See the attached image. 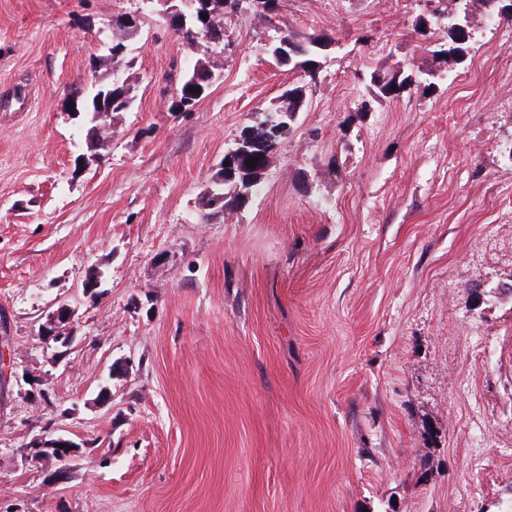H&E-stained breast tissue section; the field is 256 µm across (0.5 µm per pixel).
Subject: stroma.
<instances>
[{
	"mask_svg": "<svg viewBox=\"0 0 512 512\" xmlns=\"http://www.w3.org/2000/svg\"><path fill=\"white\" fill-rule=\"evenodd\" d=\"M140 0H0V512H501L512 502V19L461 0H250L221 71L158 14L128 43L136 100L82 167L112 21ZM327 35L317 79L268 52ZM432 71L400 100L375 68ZM307 108L242 209L205 192L242 126ZM103 271L100 294L83 283ZM486 288L474 304L473 287ZM74 310L62 363L39 332ZM112 400L101 403V387ZM59 428L79 450L31 462ZM199 63L200 62L195 64L192 70H189L182 75V77L178 83V86L176 88V91H179L181 94L180 98H183V100L185 99V97H188V96H190V98L191 97L193 98V100H190L191 102L189 104H187L186 107L194 105L196 103V101H198L200 99V98H195L191 95L195 94V93H200V95L202 96V94H204L206 92V90L208 89V87L210 86L211 82L214 79L212 77L213 67L212 66L210 68H206L203 66L201 67ZM187 88L192 89L191 94L188 96L183 93L184 91H186ZM197 88H200V91H197ZM184 101L188 102L187 99H185ZM54 308L45 314V321L42 323L41 331L47 340H54L56 351L53 354L55 363H61L71 353L76 341V330L73 319L74 311L68 302L58 300L53 304ZM59 328L50 335L47 334V327ZM59 346L67 349L60 351Z\"/></svg>",
	"mask_w": 512,
	"mask_h": 512,
	"instance_id": "1",
	"label": "stroma"
}]
</instances>
